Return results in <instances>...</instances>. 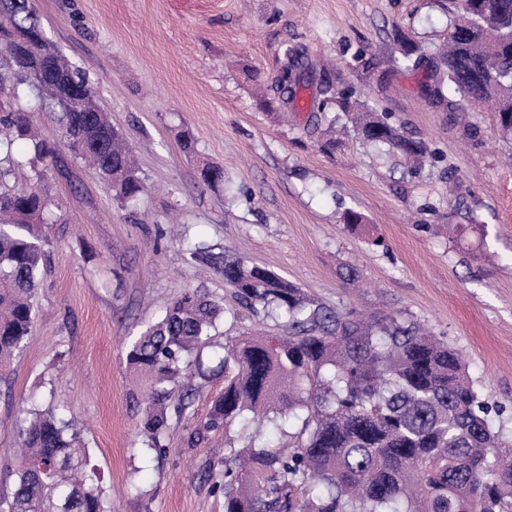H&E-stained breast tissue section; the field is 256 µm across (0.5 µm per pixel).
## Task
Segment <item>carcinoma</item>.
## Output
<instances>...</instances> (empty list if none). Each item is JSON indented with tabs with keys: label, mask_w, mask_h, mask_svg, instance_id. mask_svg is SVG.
<instances>
[{
	"label": "carcinoma",
	"mask_w": 512,
	"mask_h": 512,
	"mask_svg": "<svg viewBox=\"0 0 512 512\" xmlns=\"http://www.w3.org/2000/svg\"><path fill=\"white\" fill-rule=\"evenodd\" d=\"M41 26L32 0H0V37ZM400 66L423 70V94L466 116L473 103L497 112L502 133L512 135V0H463L446 43L426 52L405 35ZM31 56L40 62L32 85L23 61L0 46V68L26 86L40 108L58 113L61 139L107 178L115 199L137 204L144 194L124 136L105 112L80 102L88 79L51 42ZM274 80L278 106L303 85L299 51L288 47ZM497 67H486L489 57ZM319 110L340 104L345 122L375 146L416 164L432 155L429 144L407 136L365 104L320 81ZM34 113L0 97V149L10 157L26 141L31 165L55 156L33 129ZM11 167L0 166V377L29 340L34 297L44 268L47 216L53 201L36 182L7 185ZM209 186L224 184V169L200 172ZM219 268L238 303L275 312L283 333L243 332L228 338L219 357L224 391L191 433L238 426L244 441L224 444L223 470L210 475L211 493L224 512H512V436L482 399L462 356L415 321L332 311L302 288L245 257L224 251ZM235 317L206 295L187 290L127 345L126 361L148 385L142 433L148 449H162L171 415L187 408L185 362L211 343L225 317ZM305 418L297 441L273 448L259 440L264 423ZM19 465L0 512H109L95 469L65 409L31 400L19 433Z\"/></svg>",
	"instance_id": "cac0c4a2"
}]
</instances>
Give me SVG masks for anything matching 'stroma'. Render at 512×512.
Returning <instances> with one entry per match:
<instances>
[{
	"instance_id": "35a3bbf8",
	"label": "stroma",
	"mask_w": 512,
	"mask_h": 512,
	"mask_svg": "<svg viewBox=\"0 0 512 512\" xmlns=\"http://www.w3.org/2000/svg\"><path fill=\"white\" fill-rule=\"evenodd\" d=\"M47 37L97 92L126 137L146 193L121 207L88 163L61 149L48 163L51 244L35 296L32 334L0 379V493L17 466V432L31 395L63 405L101 475L111 512H224L204 474L237 429L191 432L224 390L213 349L188 360L189 407L172 418L162 454L144 453L146 394L126 345L172 299L193 289L236 320L215 340L278 320L239 306L195 245L230 248L300 286L331 310L424 324L467 360L483 399L504 406L512 431V137L477 108L471 127L422 95L423 74L402 68L396 31L422 45L448 36L454 0H33ZM393 125L425 139L420 169L368 143L329 144L315 87L287 120L263 101L285 46ZM195 141L183 152V134ZM224 185L201 183L203 163ZM365 232L348 229L347 211ZM452 224L483 225L478 245ZM355 271L359 286L346 280Z\"/></svg>"
}]
</instances>
